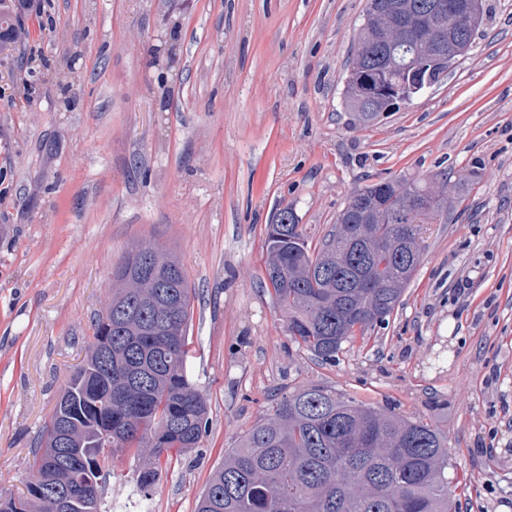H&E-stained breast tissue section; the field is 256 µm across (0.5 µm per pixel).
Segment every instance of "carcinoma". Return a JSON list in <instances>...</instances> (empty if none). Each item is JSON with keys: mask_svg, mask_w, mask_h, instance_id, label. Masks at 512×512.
<instances>
[{"mask_svg": "<svg viewBox=\"0 0 512 512\" xmlns=\"http://www.w3.org/2000/svg\"><path fill=\"white\" fill-rule=\"evenodd\" d=\"M25 0H0V41L21 43L16 24ZM408 55L405 29L366 7L344 82L345 105L372 123L384 106L380 90L402 71L388 51ZM350 196L319 250L308 246L292 208L288 223L267 225L266 286L288 313L289 335L318 361L336 363L342 344L386 324L422 257L418 225L404 204L439 213L444 194L425 182L381 179ZM117 287L93 324L92 340L53 407L24 489L0 495V512H52L35 475L69 489L70 512H99L73 486L71 470L51 468L46 436L64 420L79 450L82 476L103 486L105 462L134 450L147 459L135 484L152 495L162 472L200 447L208 407L190 380V288L182 264L153 246L132 249L112 271ZM373 287L367 288L365 284ZM159 324L138 336L140 324ZM112 420V444L104 441ZM387 448L383 454L379 449ZM448 478V440L421 419H406L311 386L282 395L210 474L195 512H455Z\"/></svg>", "mask_w": 512, "mask_h": 512, "instance_id": "obj_1", "label": "carcinoma"}]
</instances>
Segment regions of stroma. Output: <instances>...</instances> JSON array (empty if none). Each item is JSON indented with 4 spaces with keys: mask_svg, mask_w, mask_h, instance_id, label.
I'll return each mask as SVG.
<instances>
[{
    "mask_svg": "<svg viewBox=\"0 0 512 512\" xmlns=\"http://www.w3.org/2000/svg\"><path fill=\"white\" fill-rule=\"evenodd\" d=\"M367 0H32L0 54V493L23 488L112 271L172 252L192 289L200 447L142 499L121 453L101 512H195L225 449L278 393L318 385L448 439L459 512H512V0H482L470 50L410 104L344 105ZM448 177L388 326L335 364L263 285L291 206L310 245L351 193Z\"/></svg>",
    "mask_w": 512,
    "mask_h": 512,
    "instance_id": "35a3bbf8",
    "label": "stroma"
}]
</instances>
